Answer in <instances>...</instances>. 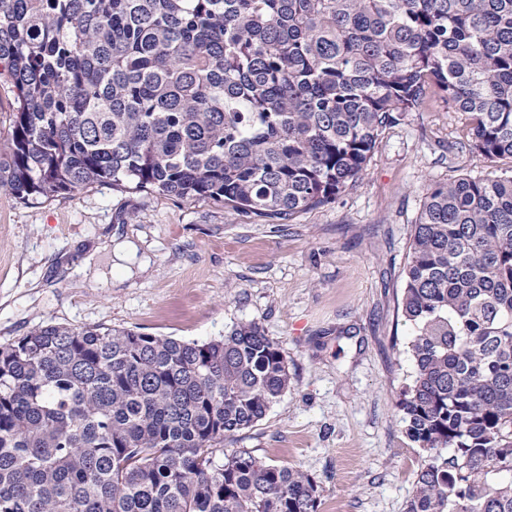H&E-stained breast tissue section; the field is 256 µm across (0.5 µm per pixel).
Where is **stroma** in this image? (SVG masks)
<instances>
[{
    "label": "stroma",
    "mask_w": 512,
    "mask_h": 512,
    "mask_svg": "<svg viewBox=\"0 0 512 512\" xmlns=\"http://www.w3.org/2000/svg\"><path fill=\"white\" fill-rule=\"evenodd\" d=\"M469 141L464 114L432 95L382 134L335 204L283 224L107 183L36 204L0 191V344L46 323L203 342L257 322L290 385L225 435V454L306 471L334 512H406L425 455L398 406L414 366L397 307L427 185L491 170ZM108 239L136 260L83 274Z\"/></svg>",
    "instance_id": "stroma-1"
}]
</instances>
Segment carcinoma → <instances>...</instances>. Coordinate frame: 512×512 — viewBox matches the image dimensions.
<instances>
[{"label":"carcinoma","mask_w":512,"mask_h":512,"mask_svg":"<svg viewBox=\"0 0 512 512\" xmlns=\"http://www.w3.org/2000/svg\"><path fill=\"white\" fill-rule=\"evenodd\" d=\"M0 87L25 204L110 183L270 220L335 202L431 95L465 113L507 167L413 225L407 512H512V0H0ZM289 383L253 321L38 325L0 344V512H319L308 473L220 448Z\"/></svg>","instance_id":"1"}]
</instances>
